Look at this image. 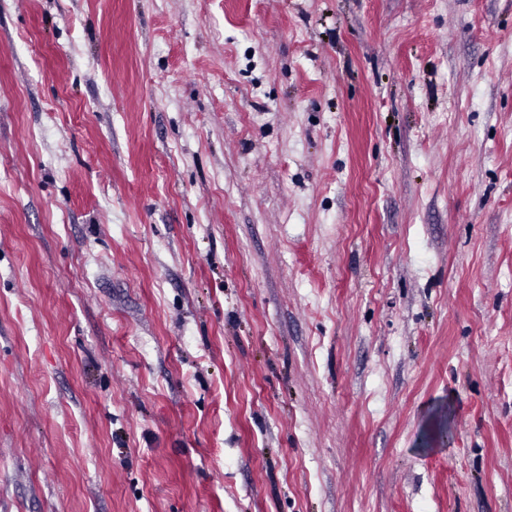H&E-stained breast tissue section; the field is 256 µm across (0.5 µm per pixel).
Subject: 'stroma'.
<instances>
[{"label": "stroma", "mask_w": 512, "mask_h": 512, "mask_svg": "<svg viewBox=\"0 0 512 512\" xmlns=\"http://www.w3.org/2000/svg\"><path fill=\"white\" fill-rule=\"evenodd\" d=\"M0 512H512V0H0Z\"/></svg>", "instance_id": "35a3bbf8"}]
</instances>
